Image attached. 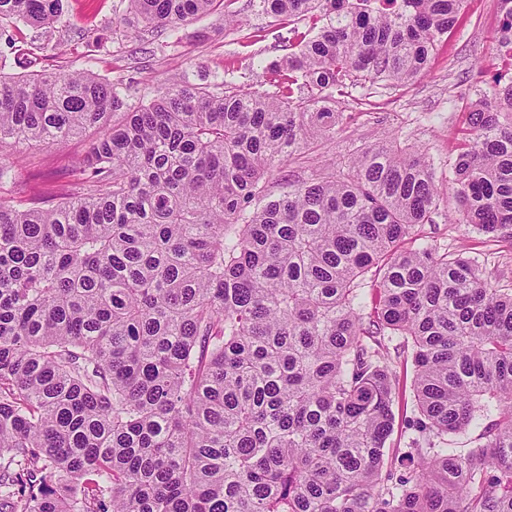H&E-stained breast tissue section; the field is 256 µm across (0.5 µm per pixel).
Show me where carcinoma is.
<instances>
[{
  "label": "carcinoma",
  "mask_w": 512,
  "mask_h": 512,
  "mask_svg": "<svg viewBox=\"0 0 512 512\" xmlns=\"http://www.w3.org/2000/svg\"><path fill=\"white\" fill-rule=\"evenodd\" d=\"M129 2L163 35L231 0ZM463 3L258 0L313 32L271 94L0 71V183L19 145L85 141L77 192L0 196V512H512V288L418 238L432 164L382 143L268 180L350 87L421 75ZM15 21L71 31L62 0H0ZM462 135L458 223L512 238V82Z\"/></svg>",
  "instance_id": "carcinoma-1"
}]
</instances>
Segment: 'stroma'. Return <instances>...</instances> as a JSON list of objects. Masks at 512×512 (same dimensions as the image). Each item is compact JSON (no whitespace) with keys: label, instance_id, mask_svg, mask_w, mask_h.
I'll list each match as a JSON object with an SVG mask.
<instances>
[{"label":"stroma","instance_id":"35a3bbf8","mask_svg":"<svg viewBox=\"0 0 512 512\" xmlns=\"http://www.w3.org/2000/svg\"><path fill=\"white\" fill-rule=\"evenodd\" d=\"M64 16L83 38L48 34L18 22L9 33L14 49L7 64L14 73L56 69H90L110 82L132 84L134 98H151L165 79L188 73L199 83L223 81L248 90H273L272 62L287 52L296 35L257 13L250 0H232L229 12L211 14L161 37L128 38L117 20L129 11L128 0H63ZM502 20L500 0H466L454 28L437 46L423 75L403 87L366 83L337 97V111L350 123L337 127L334 139L319 143L302 163L288 171L309 176L330 160H348L357 149L392 136L423 154L436 172L444 173L461 147L465 108L492 94L496 83L512 81V65L494 49ZM85 151L82 139L49 145H21L8 155L14 180L0 195L27 208L45 201L56 188L70 186L69 173ZM435 223L423 225L426 240L479 260L486 276L512 288V241L457 223V202L445 191Z\"/></svg>","mask_w":512,"mask_h":512}]
</instances>
